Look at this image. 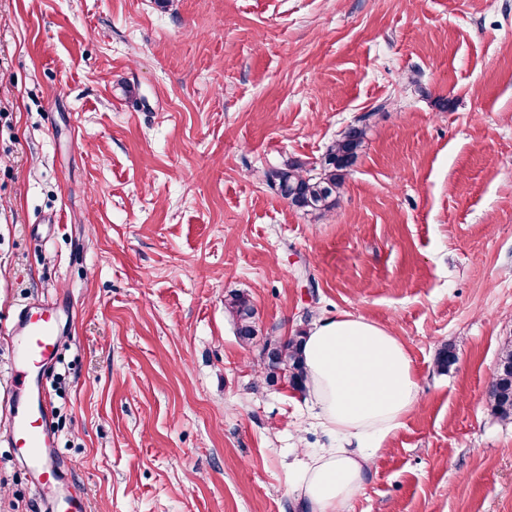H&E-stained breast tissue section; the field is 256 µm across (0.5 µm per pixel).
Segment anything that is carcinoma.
Listing matches in <instances>:
<instances>
[{"mask_svg":"<svg viewBox=\"0 0 512 512\" xmlns=\"http://www.w3.org/2000/svg\"><path fill=\"white\" fill-rule=\"evenodd\" d=\"M372 113L360 118L328 148L321 165V173L308 174L303 164L290 163L284 167L273 166L266 172V179L278 193L294 207L306 211L325 212L336 205L348 169L354 164L361 150ZM228 307L236 317L237 335L249 343L256 330L253 325L254 308L248 294L231 295ZM301 337L293 336L284 342L266 343L263 366L271 382L285 379L296 390L305 388L306 374L300 355ZM499 364L501 370L490 383L489 400L492 410L502 419L512 418V341L503 346Z\"/></svg>","mask_w":512,"mask_h":512,"instance_id":"obj_1","label":"carcinoma"}]
</instances>
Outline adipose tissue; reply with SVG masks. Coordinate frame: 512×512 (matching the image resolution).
Masks as SVG:
<instances>
[{"label":"adipose tissue","instance_id":"1","mask_svg":"<svg viewBox=\"0 0 512 512\" xmlns=\"http://www.w3.org/2000/svg\"><path fill=\"white\" fill-rule=\"evenodd\" d=\"M302 353L308 395L332 445L306 454L288 483L311 512H345L374 458L416 405L419 381L403 342L361 316L320 320Z\"/></svg>","mask_w":512,"mask_h":512}]
</instances>
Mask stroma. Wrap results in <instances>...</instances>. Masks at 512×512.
<instances>
[{
  "instance_id": "35a3bbf8",
  "label": "stroma",
  "mask_w": 512,
  "mask_h": 512,
  "mask_svg": "<svg viewBox=\"0 0 512 512\" xmlns=\"http://www.w3.org/2000/svg\"><path fill=\"white\" fill-rule=\"evenodd\" d=\"M365 114L331 212L268 184ZM46 295L54 452L91 512H300L288 471L330 441L261 351L338 314L389 328L420 383L345 512H512L487 395L512 340V0H0V375ZM0 512H36L1 442ZM228 307L236 317L237 335L245 343H251L256 330L252 319L254 318V308L248 294L240 292L232 294Z\"/></svg>"
}]
</instances>
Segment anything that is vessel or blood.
I'll return each instance as SVG.
<instances>
[{
  "mask_svg": "<svg viewBox=\"0 0 512 512\" xmlns=\"http://www.w3.org/2000/svg\"><path fill=\"white\" fill-rule=\"evenodd\" d=\"M59 339L55 320L33 316L30 308H20L10 333L14 356L10 371L11 388L4 404L11 417L5 435L18 451L31 475V485L39 502H46L50 488H58L64 512H89L87 499L67 496L71 470L52 452L53 411L37 385L38 372L48 364Z\"/></svg>",
  "mask_w": 512,
  "mask_h": 512,
  "instance_id": "1",
  "label": "vessel or blood"
}]
</instances>
